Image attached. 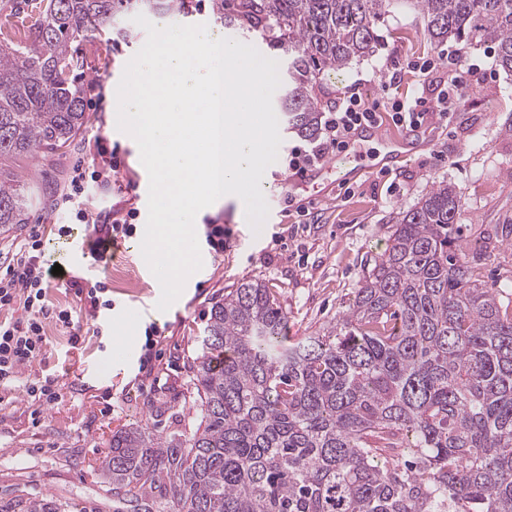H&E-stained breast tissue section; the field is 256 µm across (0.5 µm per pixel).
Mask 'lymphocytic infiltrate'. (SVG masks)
I'll return each instance as SVG.
<instances>
[{"mask_svg":"<svg viewBox=\"0 0 512 512\" xmlns=\"http://www.w3.org/2000/svg\"><path fill=\"white\" fill-rule=\"evenodd\" d=\"M481 74L480 65L466 63L460 50L448 52V70L444 89L437 97L418 93L409 103L394 105V120L401 125L418 128L433 119L447 120L455 95L462 90V73ZM376 106L365 102L359 84L346 88L334 108L324 114V122L317 137L289 149L283 160L287 172L297 175L321 166L327 155L344 149L354 131L362 124L375 121ZM95 158L91 166L76 168L70 190L59 204L60 210L79 224L101 225L105 235L100 247H107L118 237L131 235L136 210L120 213L104 207L96 213L81 208L80 199L90 189L118 185L120 162L117 151L107 145L105 138L94 141ZM42 236L38 227H31L18 253L0 254V310H8L22 303L26 317L22 320L0 321V387L8 389L23 384L32 401L40 405L57 403L60 395L52 382L25 379V371L32 365L43 344L42 320L46 316L43 304L45 290L53 277L50 268L40 259Z\"/></svg>","mask_w":512,"mask_h":512,"instance_id":"f902f5d3","label":"lymphocytic infiltrate"}]
</instances>
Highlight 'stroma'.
Segmentation results:
<instances>
[{
    "label": "stroma",
    "mask_w": 512,
    "mask_h": 512,
    "mask_svg": "<svg viewBox=\"0 0 512 512\" xmlns=\"http://www.w3.org/2000/svg\"><path fill=\"white\" fill-rule=\"evenodd\" d=\"M126 37H77L72 43L84 60L82 78L89 124L72 147L10 161L23 187L34 189L31 223L40 225L45 265H61L63 278L51 281L43 321V350L28 368L33 377L55 381L61 393L51 406L34 404L22 388L0 389V512H26L35 503L47 512H112L110 485L93 466L108 451L114 432L141 421L171 432L194 418L197 409L187 363L206 324L212 303L243 281L272 288L288 315V334L310 336L335 323L385 251L403 211L414 206L437 183L462 194L458 226L468 250L480 251L482 281L501 288L502 302L512 303V234L494 237L496 228L512 225V72L496 63L494 49L465 48V56L491 70L483 83L468 80L453 106L449 123L422 126L429 144L390 169L362 175L354 185L315 200L317 223H307L296 204L280 203L273 220L253 232L236 200L196 217L198 232L221 224L230 236L223 255L209 247L201 254L209 269L185 284L167 310L156 307L158 280L141 254L148 207L140 184L146 175L136 142L114 135L117 86L128 61L147 39L132 16L122 19ZM380 37L372 53L353 61L343 74L324 77L316 92L334 102L355 80L363 97L390 105L382 91V74L403 63L394 94L413 98L424 76L415 61L438 60L447 51L425 35L412 13L398 10L377 23ZM119 147L122 191L112 205L136 209V231L98 251L97 225L67 222L58 203L78 166H88L96 137ZM103 282L111 309L88 321L79 344L57 321L60 310L78 312L84 302L76 285ZM159 334L158 356L143 372L146 328Z\"/></svg>",
    "instance_id": "obj_1"
}]
</instances>
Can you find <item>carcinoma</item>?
<instances>
[{
	"label": "carcinoma",
	"mask_w": 512,
	"mask_h": 512,
	"mask_svg": "<svg viewBox=\"0 0 512 512\" xmlns=\"http://www.w3.org/2000/svg\"><path fill=\"white\" fill-rule=\"evenodd\" d=\"M0 26V162L68 147L88 121L71 48L122 31L117 8L187 0H30ZM435 43H490L512 72V0H216L224 27L288 56V129L310 137L323 77L377 42L395 8ZM462 196L438 183L397 221L336 325L290 340L270 288L216 300L188 363L199 418L112 433L97 471L113 512H512V306L474 274ZM29 220L0 166V233Z\"/></svg>",
	"instance_id": "obj_1"
}]
</instances>
